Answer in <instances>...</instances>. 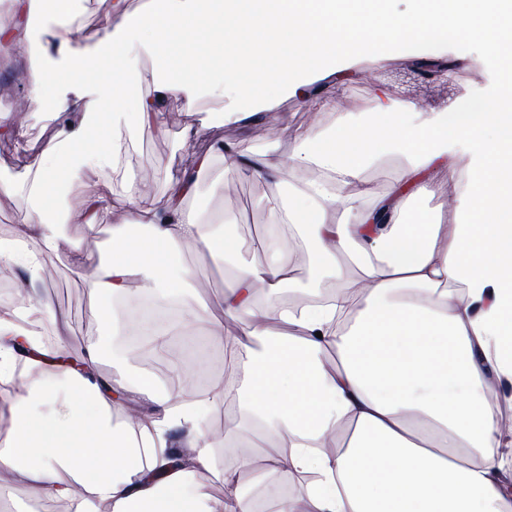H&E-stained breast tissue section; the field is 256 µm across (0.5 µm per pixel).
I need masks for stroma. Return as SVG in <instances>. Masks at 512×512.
Here are the masks:
<instances>
[{
    "instance_id": "1",
    "label": "stroma",
    "mask_w": 512,
    "mask_h": 512,
    "mask_svg": "<svg viewBox=\"0 0 512 512\" xmlns=\"http://www.w3.org/2000/svg\"><path fill=\"white\" fill-rule=\"evenodd\" d=\"M18 21L17 35L0 42V182L25 173L55 143L60 126L50 114L55 110L60 84L68 80L64 71L53 69L42 89L45 111H16V102L28 93L32 52L47 40L50 28V20L43 14H23ZM420 58L452 61L453 81L443 86L429 79H410L409 70ZM496 81V62L484 46L460 39L445 45L424 42L404 51L397 49L378 64L366 56L337 61L333 74L314 80V87L322 96L339 100L340 109L336 112L310 113L300 94L288 93L277 96L266 118L227 126L218 114L219 104L209 97H201L191 107L182 98L170 97L164 100L163 108L165 112L178 113V121L159 133L151 127L137 132L127 142L126 167L132 175L153 170V179L141 184L142 194L151 196L164 194L186 175L198 174L199 192L189 199V207L207 213L217 223L234 220L238 237L249 248L253 245L252 232L264 231L270 222L263 202L278 188L261 177L225 174L224 156L216 150L219 143H229L240 153L271 148L276 155L285 157L296 148L292 129L324 133L336 127L344 115L366 120L382 100L411 103L420 112H440L462 102L480 106L490 97ZM187 133L192 136L188 143L183 140ZM205 156L212 163L202 171L198 162ZM219 177L226 180L223 193L210 194V182ZM85 207L86 200L79 189H71L62 197L60 214L66 223L58 244V260L65 271L79 278L85 277L86 271L78 264L73 243L88 244L100 253L106 250L103 228L93 229L67 220L68 215ZM172 261L191 266L198 276L210 279V287L202 291L207 303L205 313L220 315L226 279L223 259L206 257L198 243L187 242ZM28 296L49 304L65 319V328L55 338L60 348L82 349L99 340L102 319L91 310L85 289L44 288L36 283L29 287Z\"/></svg>"
}]
</instances>
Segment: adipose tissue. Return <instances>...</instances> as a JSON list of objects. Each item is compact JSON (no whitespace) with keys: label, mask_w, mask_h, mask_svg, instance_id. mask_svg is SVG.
Returning a JSON list of instances; mask_svg holds the SVG:
<instances>
[{"label":"adipose tissue","mask_w":512,"mask_h":512,"mask_svg":"<svg viewBox=\"0 0 512 512\" xmlns=\"http://www.w3.org/2000/svg\"><path fill=\"white\" fill-rule=\"evenodd\" d=\"M412 2L402 15L391 0H147L142 8L112 0L88 35L91 53L78 54L71 50L74 0H26L28 13L55 18L49 41L71 74L112 61L106 81L67 90L86 115H109L111 139H90L84 123L63 124L36 175L14 181L32 210L14 238L0 241L1 265L24 266L39 279L62 233L57 211L44 203L52 188L85 187L84 224L111 231L106 259L84 278L103 327L80 369L47 365L57 348L32 329L51 317L45 305L31 301L17 318H0V385H21L10 426L0 432V470L31 497L67 499L68 512H254L257 492L294 471L317 478L302 495L273 497V512H512V469L499 454L512 447L500 426L502 405L512 404V0ZM454 39L481 42L497 62V87L483 109L416 112L384 103L369 121L342 123L326 136L294 131L298 147L285 158L225 155L227 172L288 185L287 194L267 200L271 224L290 229L269 234L267 266L242 259L232 229L204 234L203 216L185 204L198 190L196 175L148 198L123 171V129L163 123L165 97L191 105L208 95L221 102L224 122L238 123L254 116L263 93L297 89L339 59L364 54L380 62L395 48ZM246 40L255 55L243 62L233 50ZM163 48L175 68L141 72L142 57ZM216 62L217 82L208 74ZM130 73L157 93L136 112L126 108ZM462 146L472 156L465 170L457 160ZM393 153L407 164L390 189H365L364 168ZM92 166L121 176L123 193L106 181L85 185ZM300 171L310 179H297ZM433 171L447 175L454 227L439 210L402 216L404 186L439 194L426 178ZM188 240L232 270L212 332L223 334L228 318L248 326L224 339L235 397L224 443L244 442L251 452L221 472L201 418L204 402H174L144 378L140 388L157 417L137 429L117 427L94 375L116 329L100 301L122 296L132 277H142L155 308L180 301L173 327L199 321L198 308L183 300L196 286L193 272L169 262ZM302 246L317 271L338 274L355 261L356 301L297 314L256 304L255 289L272 297L293 285ZM21 336L29 355L16 351ZM174 426L192 442L178 468L164 438ZM215 471L229 489L221 500L200 479Z\"/></svg>","instance_id":"adipose-tissue-1"}]
</instances>
